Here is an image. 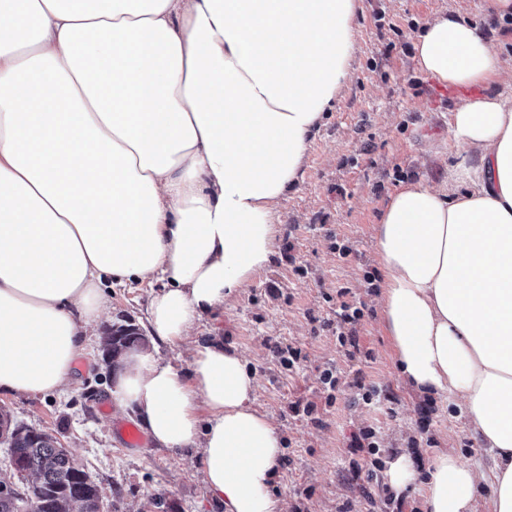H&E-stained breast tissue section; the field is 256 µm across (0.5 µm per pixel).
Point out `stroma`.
Here are the masks:
<instances>
[{
  "mask_svg": "<svg viewBox=\"0 0 512 512\" xmlns=\"http://www.w3.org/2000/svg\"><path fill=\"white\" fill-rule=\"evenodd\" d=\"M358 54L352 77L328 112L309 149L294 191L278 207L275 254L223 310L204 318L198 331L243 352L259 380L257 408L275 422L284 464L272 487L285 512H388L381 496L367 497L345 475L351 462L369 466L349 447L354 432L377 430L382 453L412 451L420 459L448 450L483 457L459 403L414 393L393 365L378 290L366 273L379 271L375 226L390 195L416 181L441 183L455 159L449 151V114L471 88L447 87L420 72L413 44L421 25L438 14L460 16L487 39L505 35L492 0H358ZM350 246L336 252L335 242ZM349 289L364 316L356 327L372 359L356 365L336 343L339 289ZM108 314L95 326L64 391L0 395V409L17 423L56 436L99 487L104 512H224L209 496L197 454L147 442L128 448L116 433L128 417L111 407L113 372L102 361L112 326L146 322L150 290L131 283L105 290ZM301 348L299 367L284 369L275 344ZM336 367L333 405L318 376ZM389 389L391 408L352 398L355 370ZM316 403L318 421L292 416L291 402ZM108 412H101V405ZM429 405L428 422L418 408Z\"/></svg>",
  "mask_w": 512,
  "mask_h": 512,
  "instance_id": "stroma-1",
  "label": "stroma"
}]
</instances>
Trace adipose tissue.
I'll list each match as a JSON object with an SVG mask.
<instances>
[{"mask_svg":"<svg viewBox=\"0 0 512 512\" xmlns=\"http://www.w3.org/2000/svg\"><path fill=\"white\" fill-rule=\"evenodd\" d=\"M356 0H12L0 8V393L60 389L103 291L148 285L151 347L109 394L166 449L195 448L224 512H279L282 443L239 350L181 347L274 254L277 207L347 85ZM506 42L438 15L418 68L477 87L449 114L446 183L394 193L380 302L414 392L460 399L487 467L426 470L427 512H512V102Z\"/></svg>","mask_w":512,"mask_h":512,"instance_id":"adipose-tissue-1","label":"adipose tissue"}]
</instances>
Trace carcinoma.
<instances>
[{
	"instance_id": "1",
	"label": "carcinoma",
	"mask_w": 512,
	"mask_h": 512,
	"mask_svg": "<svg viewBox=\"0 0 512 512\" xmlns=\"http://www.w3.org/2000/svg\"><path fill=\"white\" fill-rule=\"evenodd\" d=\"M110 354L143 344L144 336L132 325L112 327ZM0 438L9 455L22 460L30 474L38 480L26 512H70L72 501H79L80 512H102L97 484L90 476L80 478L84 468L48 433L32 437L27 427L0 412Z\"/></svg>"
}]
</instances>
